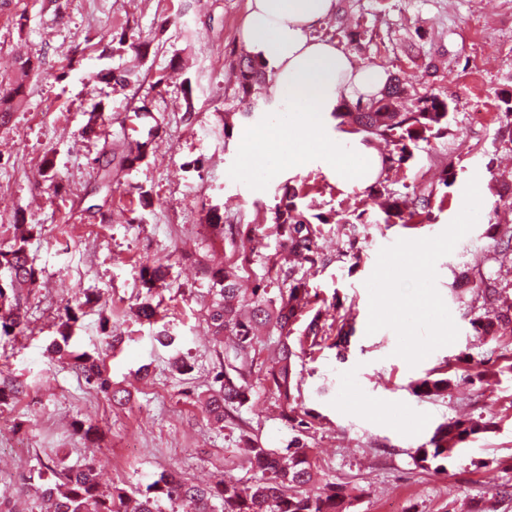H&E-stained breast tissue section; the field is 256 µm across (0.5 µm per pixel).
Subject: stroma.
I'll return each mask as SVG.
<instances>
[{
	"instance_id": "35a3bbf8",
	"label": "stroma",
	"mask_w": 512,
	"mask_h": 512,
	"mask_svg": "<svg viewBox=\"0 0 512 512\" xmlns=\"http://www.w3.org/2000/svg\"><path fill=\"white\" fill-rule=\"evenodd\" d=\"M246 14L247 0H6L0 9V91L25 85L23 104L0 121V248L17 228L28 229L27 252L40 272L25 307L31 332L0 338V379L26 386L0 406V492L16 494L25 512L23 493L48 460L78 465L88 456L106 488L142 486L169 471L197 484L220 471L247 480L241 430L265 447L287 446L295 432L264 375L254 376L238 425L212 424L200 400L215 386L217 364L206 323L217 286L207 271L244 250L241 286L260 284L285 252L271 216L291 185L312 212L337 218L319 240L327 265L300 271L309 310L351 328L345 349L325 345L296 361L290 405L309 416L304 439L316 484L356 486L351 512H379L389 500L407 512H512V499L494 497L512 478L495 467L512 454V335H477L479 306L456 286L466 271L512 294V264L492 239L494 225H512V208L497 196L512 184L504 105L512 97V0H338L335 16L316 29L361 64L399 78L405 105L426 93L448 100L447 135L379 175L397 194L411 185L431 192L430 219L421 224L384 223L370 189H341L319 165L271 174L247 165L246 136L274 105L262 85L242 97L232 77ZM116 24L148 40L147 54H112ZM417 30L411 58L405 46ZM174 58L183 67L172 74ZM115 67L134 69L138 84L113 91L104 75ZM144 101L161 122L156 148L103 185L100 167L127 146L123 122ZM197 158L201 168L187 169ZM449 168L456 181L447 187L441 177ZM142 188L152 196L146 208ZM474 188L477 210L460 223L459 206ZM214 208L246 231L225 239L209 223ZM414 248L422 251L419 269L389 276V264ZM146 265L166 273L150 293L141 282ZM148 295L178 336L175 346H160L155 325L133 315ZM77 305L69 351L100 350L108 331L124 338L106 357L123 404L46 351L66 307ZM177 354L193 362L190 374L173 370ZM435 368L448 372L447 393L414 396L412 383ZM466 414L497 426L455 453L445 471L420 469L416 448ZM79 421L97 426L94 446L75 433Z\"/></svg>"
}]
</instances>
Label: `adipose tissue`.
Listing matches in <instances>:
<instances>
[{
    "instance_id": "ef3b65f1",
    "label": "adipose tissue",
    "mask_w": 512,
    "mask_h": 512,
    "mask_svg": "<svg viewBox=\"0 0 512 512\" xmlns=\"http://www.w3.org/2000/svg\"><path fill=\"white\" fill-rule=\"evenodd\" d=\"M338 0H248L241 29L246 53L266 74L277 109L250 134L260 144L261 170L300 169L320 161L337 182L362 188L382 168L379 154L359 138L333 130L331 114L342 102L366 99L386 84L377 68L359 65L336 42L316 35Z\"/></svg>"
}]
</instances>
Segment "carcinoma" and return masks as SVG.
<instances>
[{
  "label": "carcinoma",
  "mask_w": 512,
  "mask_h": 512,
  "mask_svg": "<svg viewBox=\"0 0 512 512\" xmlns=\"http://www.w3.org/2000/svg\"><path fill=\"white\" fill-rule=\"evenodd\" d=\"M148 46V41L127 27L113 29L112 50L115 52L131 49L144 54ZM235 70L238 89L245 96L251 94L265 77L262 68L246 55L239 57ZM137 82L138 74L133 70L112 72L114 89L123 90ZM405 92L400 80L394 78L378 96L357 101L353 110L333 113L339 124L348 122L354 125V132L380 138L393 146V152L385 159L390 169L396 164L407 163L419 142L439 138L448 131L450 104L447 100L426 93L417 97L414 108L406 110L400 105ZM23 96L24 85L21 83L0 96V120L19 106ZM135 117L147 127L146 136L132 141L124 154L112 155V166L106 165L102 169V180L107 184L110 183V172L132 168L154 150L156 134L155 126L149 124L152 118L149 104L144 102L137 107ZM297 198L299 191L296 188H284L283 202L273 211V229L288 245L290 253L313 267L324 266L327 259L318 245L321 225L334 223L335 217L323 214L309 217L299 208ZM431 206V195L415 186L403 195L386 199L385 222L398 219L405 224L420 223L429 218ZM497 233L501 252L511 254L512 226L499 224ZM25 243L26 237L22 233L8 248L0 249V333L5 336L29 330L23 309L24 289L36 284L39 271L29 260ZM237 269V265L226 262L224 267L210 270L220 289L218 298L208 309L207 324L215 352L224 356V361L221 362L220 387L204 400V410L221 428L230 417V409L248 400L251 378L257 367L252 353L256 352L259 343V330L278 333V357L266 370L265 379L282 402L285 417L288 416L296 377L295 359L299 354L319 347L331 338L336 347L346 341L340 331L336 336H330L332 325L318 312L299 332L298 346L289 343L293 326L301 320L309 304V292L303 278L299 277L297 266L278 267L275 278L253 289L247 298L240 294ZM461 286L473 294L475 301L482 302L484 309L495 308L500 301L501 292L493 279H472L465 275ZM77 321V312L66 308L64 319L58 326L61 341L51 343L55 353L63 354L61 344L68 343ZM472 324L486 335L511 336L512 305L496 308L491 316H478ZM66 359L87 384L103 393H112L115 403L125 400L121 390L112 388L103 353L69 352ZM449 385L450 380L444 373L431 371L415 382L414 391L425 397L439 396ZM23 392L21 382H0V404ZM493 426V421L481 417L459 418L441 424L429 440L416 449L415 462L423 470L444 471L445 463L457 445ZM241 439L247 443L249 462L255 470L254 477L248 482L222 475L210 484L198 485L177 473L163 472L142 487L115 484L104 489L91 464L74 468L54 462L45 465L51 478L35 488L39 512H162L160 503L164 500L179 504L183 512H349L355 496L346 486L327 481L312 487L314 463L302 438L294 437L281 450L264 447L245 430Z\"/></svg>",
  "instance_id": "1"
}]
</instances>
